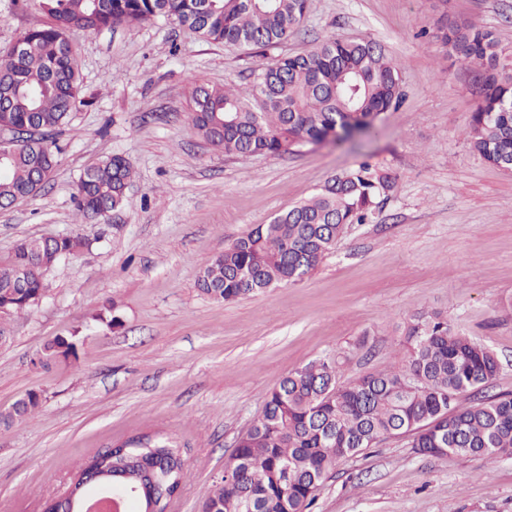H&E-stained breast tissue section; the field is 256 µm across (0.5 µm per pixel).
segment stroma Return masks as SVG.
Here are the masks:
<instances>
[{"mask_svg":"<svg viewBox=\"0 0 512 512\" xmlns=\"http://www.w3.org/2000/svg\"><path fill=\"white\" fill-rule=\"evenodd\" d=\"M448 18L495 31L512 52V0H310L299 29L265 50L209 43L163 17L69 33L81 103L50 183L0 209V260L26 238L84 246L50 268L0 346V411L42 395L28 423L0 427V512H42L83 460L158 431L188 465L166 512H197L277 381L323 357L342 359L345 383L398 366L424 311L497 355L482 396L512 395V173L466 141L473 73L430 37ZM46 20L40 0H0V48ZM356 37L401 68L403 101L370 134L227 156L193 131L192 82L245 88L261 64ZM115 154L135 170L125 208L76 222L79 176ZM365 155L394 182L373 223L349 225L302 281L232 302L200 292V268L225 245ZM109 301L120 327L92 319ZM74 333L78 360L45 359L50 340ZM310 512H512V457L425 456L389 437L341 459Z\"/></svg>","mask_w":512,"mask_h":512,"instance_id":"1","label":"stroma"}]
</instances>
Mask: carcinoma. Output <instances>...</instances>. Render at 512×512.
<instances>
[{"label":"carcinoma","mask_w":512,"mask_h":512,"mask_svg":"<svg viewBox=\"0 0 512 512\" xmlns=\"http://www.w3.org/2000/svg\"><path fill=\"white\" fill-rule=\"evenodd\" d=\"M307 8L308 0H41L49 21L20 36L26 52L13 59L12 48L0 49V131L34 127L43 133L34 146L0 140V150L13 152L0 163V206L35 195L57 166L59 138L79 98L68 32L167 16L206 41L263 49L288 37ZM433 39L474 73L478 104L466 131L470 148L489 164L512 170V53L492 30L468 21L441 24ZM401 85L399 65L375 41L329 39L260 66L246 91L194 83L189 119L199 137L226 155H282L366 134L378 115L400 103ZM132 177L130 162L119 155L86 169L77 184L76 216L109 219L125 206ZM392 188V177L368 161L336 174L320 193L224 246L199 271L198 287L229 302L303 280L346 226L372 222ZM81 247L71 236L21 240L0 261V302L9 315L27 311L42 296L48 269ZM79 345L76 336L56 337L46 358L76 360ZM404 349L400 369L347 384L331 358L280 379L261 416L237 440L240 464L224 471L200 512H308L340 459L388 437L408 438L421 455L511 457L512 397L461 402L495 378L496 354L438 313L415 316ZM40 404L41 394L28 392L0 413V426L29 421ZM120 452L109 449L82 471L112 470ZM126 452L139 457L133 474L171 470L176 487L185 481V460L166 437Z\"/></svg>","instance_id":"obj_1"}]
</instances>
